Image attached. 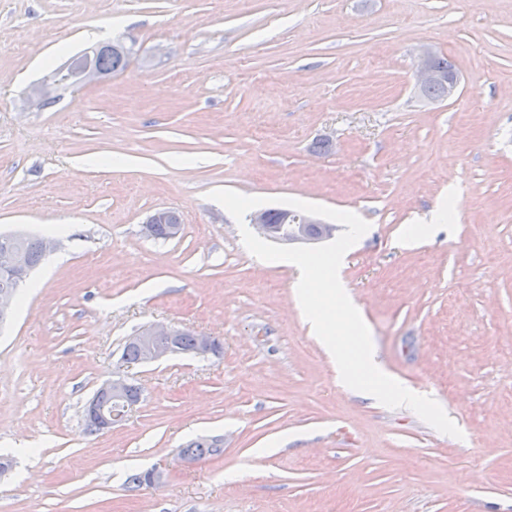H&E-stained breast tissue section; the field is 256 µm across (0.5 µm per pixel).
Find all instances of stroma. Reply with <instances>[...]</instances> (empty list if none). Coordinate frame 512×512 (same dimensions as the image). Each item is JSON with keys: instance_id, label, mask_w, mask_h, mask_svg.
Here are the masks:
<instances>
[{"instance_id": "stroma-1", "label": "stroma", "mask_w": 512, "mask_h": 512, "mask_svg": "<svg viewBox=\"0 0 512 512\" xmlns=\"http://www.w3.org/2000/svg\"><path fill=\"white\" fill-rule=\"evenodd\" d=\"M118 40L124 69L30 99ZM423 45L455 99L415 90ZM511 80L512 0H0V231L57 241L0 330V512H512ZM220 188L369 223L339 274L375 359L460 437L342 386ZM159 210L180 237L144 236ZM153 323L223 351L125 363ZM118 377L140 403L89 434ZM199 437L223 455L184 463Z\"/></svg>"}]
</instances>
